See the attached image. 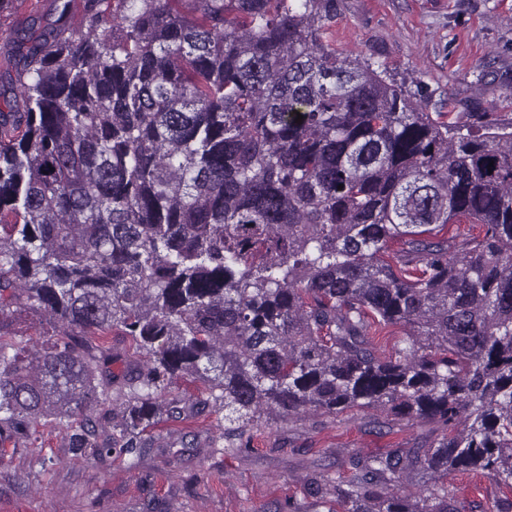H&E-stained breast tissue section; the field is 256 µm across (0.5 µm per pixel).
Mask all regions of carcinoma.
Returning <instances> with one entry per match:
<instances>
[{"mask_svg": "<svg viewBox=\"0 0 512 512\" xmlns=\"http://www.w3.org/2000/svg\"><path fill=\"white\" fill-rule=\"evenodd\" d=\"M193 2L82 0L0 109V459L39 425L103 461L164 415L222 413L238 451L358 407L442 434L313 474L340 512H465L456 472L512 489V126L419 111L324 40L334 0ZM463 218L483 235L439 236ZM21 307L53 325L40 350L4 336ZM114 330L144 364L100 442Z\"/></svg>", "mask_w": 512, "mask_h": 512, "instance_id": "1", "label": "carcinoma"}]
</instances>
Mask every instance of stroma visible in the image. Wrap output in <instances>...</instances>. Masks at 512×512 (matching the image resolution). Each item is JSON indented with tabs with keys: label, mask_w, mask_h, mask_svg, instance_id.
I'll return each mask as SVG.
<instances>
[{
	"label": "stroma",
	"mask_w": 512,
	"mask_h": 512,
	"mask_svg": "<svg viewBox=\"0 0 512 512\" xmlns=\"http://www.w3.org/2000/svg\"><path fill=\"white\" fill-rule=\"evenodd\" d=\"M61 6L0 5V97L18 93L9 38L40 39L61 22ZM325 37L415 92L423 111L475 128L512 124V0H335ZM223 431L218 413L165 420L140 457L100 461L74 453L61 431L38 427L0 461V512H288L292 504L333 512L334 495L309 489L315 465L334 470L347 453L419 447L441 433L435 423L367 408L271 420L249 451L214 447Z\"/></svg>",
	"instance_id": "35a3bbf8"
}]
</instances>
